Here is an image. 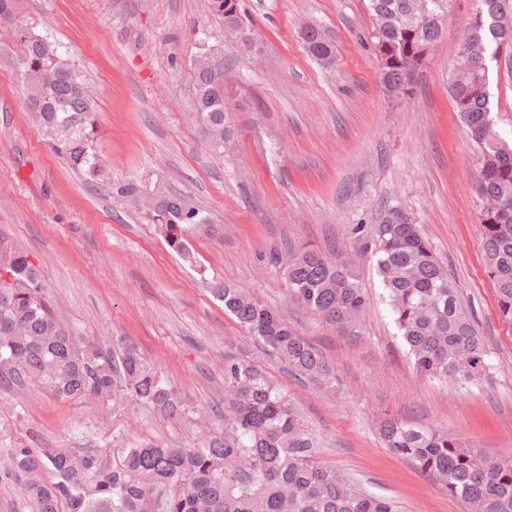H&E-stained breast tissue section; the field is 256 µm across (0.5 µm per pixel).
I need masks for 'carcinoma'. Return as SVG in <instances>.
I'll use <instances>...</instances> for the list:
<instances>
[{"instance_id": "1", "label": "carcinoma", "mask_w": 512, "mask_h": 512, "mask_svg": "<svg viewBox=\"0 0 512 512\" xmlns=\"http://www.w3.org/2000/svg\"><path fill=\"white\" fill-rule=\"evenodd\" d=\"M224 31L244 48L254 40L240 0H215ZM453 0H369L371 41L385 62L388 89L409 93L424 51L440 38ZM22 46L19 81L24 106L50 149L91 180L103 175L98 115L81 72L39 35L15 31ZM316 60L333 58L318 26L303 34ZM512 47V0H474L448 89L476 144L482 202L479 224L485 269L502 321L512 324V146L494 128L488 60ZM199 119L220 150L229 135L224 55L205 46L194 59ZM111 195L141 207L168 246L185 261L193 255L190 227L207 224L201 211L177 194L126 181ZM360 254L375 263L394 323L416 371L446 382L480 379L487 368L485 338L462 308L448 267L422 235L414 217L393 207L381 223L353 230ZM290 294L340 333L363 316L368 299L354 261L300 243L271 254ZM212 292L261 347L302 379L333 387L336 369L310 340L247 289L214 282ZM34 383L59 400L123 398L168 418L184 412L177 391L138 349L123 346L119 362L58 322L47 286L25 250L0 237V384ZM378 433L386 447L433 478L466 512H512V454L490 457L447 430L414 425L385 414ZM101 450L74 466L70 449L26 433L6 451V468L37 512H398L393 501L359 489L315 457V448L279 384L257 363L224 359V430L209 431L196 447L132 442L119 464L104 466ZM50 470L47 482L42 472Z\"/></svg>"}]
</instances>
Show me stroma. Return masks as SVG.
<instances>
[{
  "instance_id": "35a3bbf8",
  "label": "stroma",
  "mask_w": 512,
  "mask_h": 512,
  "mask_svg": "<svg viewBox=\"0 0 512 512\" xmlns=\"http://www.w3.org/2000/svg\"><path fill=\"white\" fill-rule=\"evenodd\" d=\"M210 0H13L0 26V235L29 253L63 326L104 351L136 345L179 391L177 419L123 401H59L43 390L0 388V451L37 430L63 448L105 449L114 463L131 440L191 446L223 420L224 359L262 365L294 404L318 457L400 512H465L461 501L386 448L375 430L390 411L446 428L490 456L512 450V325L499 317L478 224L479 169L448 93L472 0H455L444 33L409 96L380 88L368 0H240L259 48L225 33ZM317 25L333 63L306 52ZM47 37L78 63L99 113L103 183L57 158L22 107L15 27ZM223 46L237 86L232 135L215 154L195 117L192 63L201 43ZM495 128L512 143V50L489 65ZM136 180L185 196L207 217L189 243L194 263L156 225L107 191ZM410 212L455 280L486 338L488 370L476 385L416 373L386 293L368 259L356 260L369 298L353 339L297 304L270 262L290 242L352 247L356 225L389 208ZM247 288L318 345L341 380H296L226 315L210 284Z\"/></svg>"
}]
</instances>
